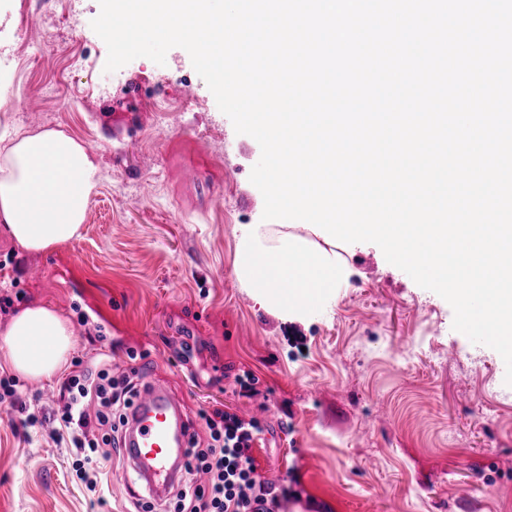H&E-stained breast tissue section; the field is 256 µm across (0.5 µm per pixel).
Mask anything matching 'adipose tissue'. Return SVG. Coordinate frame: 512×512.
Segmentation results:
<instances>
[{"instance_id":"1","label":"adipose tissue","mask_w":512,"mask_h":512,"mask_svg":"<svg viewBox=\"0 0 512 512\" xmlns=\"http://www.w3.org/2000/svg\"><path fill=\"white\" fill-rule=\"evenodd\" d=\"M95 157L70 133L0 123V231L28 252L55 249L80 237L90 198L101 184ZM237 271L274 307L311 311L331 299L346 276L335 254L301 237L278 247L260 230L242 235ZM288 293H281V286ZM75 347L70 322L48 306L15 315L0 334V366L29 380H51Z\"/></svg>"}]
</instances>
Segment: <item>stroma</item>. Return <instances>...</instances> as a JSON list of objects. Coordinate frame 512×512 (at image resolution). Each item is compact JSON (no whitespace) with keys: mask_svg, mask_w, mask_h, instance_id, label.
Listing matches in <instances>:
<instances>
[{"mask_svg":"<svg viewBox=\"0 0 512 512\" xmlns=\"http://www.w3.org/2000/svg\"><path fill=\"white\" fill-rule=\"evenodd\" d=\"M82 8L73 27L46 0H0V45L13 55L0 96L12 122L94 143L102 170L79 238L32 253L0 236V298L11 300L0 333L17 312L50 306L72 325V359L104 353L126 371L142 357L182 394L199 437L201 412L247 410L266 427L258 473L295 492L285 512H512L501 356L453 330L448 302L377 245H329L307 221L263 220L249 180L261 148L236 133L187 51L105 72L107 47L91 27L99 0ZM44 41L50 49L31 57L28 44ZM160 84L172 111L154 109ZM256 227L267 245L300 235L336 252L347 276L326 308L278 310L239 277L238 239ZM24 413L0 405V512H132L118 491L121 457L100 464L114 493L91 506L67 448L24 426Z\"/></svg>","mask_w":512,"mask_h":512,"instance_id":"stroma-1","label":"stroma"}]
</instances>
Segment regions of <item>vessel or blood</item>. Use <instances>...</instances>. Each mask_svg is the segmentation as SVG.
I'll list each match as a JSON object with an SVG mask.
<instances>
[{"label": "vessel or blood", "instance_id": "1", "mask_svg": "<svg viewBox=\"0 0 512 512\" xmlns=\"http://www.w3.org/2000/svg\"><path fill=\"white\" fill-rule=\"evenodd\" d=\"M191 427L180 398L168 387L146 380L130 413L123 455L150 499L168 494L184 475Z\"/></svg>", "mask_w": 512, "mask_h": 512}]
</instances>
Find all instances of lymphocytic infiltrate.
<instances>
[{"mask_svg": "<svg viewBox=\"0 0 512 512\" xmlns=\"http://www.w3.org/2000/svg\"><path fill=\"white\" fill-rule=\"evenodd\" d=\"M137 370L79 367L60 385L58 411L28 413V426L50 425L54 442L74 448L72 469L85 478L94 456L119 448L128 411L139 394ZM211 442L190 448L186 474L166 501L168 512H279L287 487L261 478L252 450L265 428L257 419L216 409L204 414Z\"/></svg>", "mask_w": 512, "mask_h": 512, "instance_id": "f902f5d3", "label": "lymphocytic infiltrate"}]
</instances>
